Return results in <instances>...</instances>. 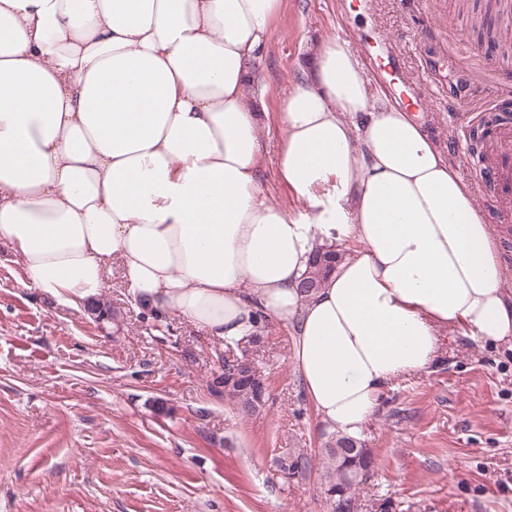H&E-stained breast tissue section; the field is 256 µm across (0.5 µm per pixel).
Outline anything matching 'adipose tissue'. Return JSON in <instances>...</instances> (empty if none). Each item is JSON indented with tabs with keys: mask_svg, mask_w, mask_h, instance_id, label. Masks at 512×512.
<instances>
[{
	"mask_svg": "<svg viewBox=\"0 0 512 512\" xmlns=\"http://www.w3.org/2000/svg\"><path fill=\"white\" fill-rule=\"evenodd\" d=\"M283 3L0 0V241L66 306L116 263L152 314L215 339L284 321L307 399L355 437L440 328L512 345V300L468 185L341 37L282 103L278 176L306 208L265 200L245 92ZM352 237L301 294L315 248Z\"/></svg>",
	"mask_w": 512,
	"mask_h": 512,
	"instance_id": "obj_1",
	"label": "adipose tissue"
}]
</instances>
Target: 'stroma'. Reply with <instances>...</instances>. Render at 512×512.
Here are the masks:
<instances>
[{"label":"stroma","mask_w":512,"mask_h":512,"mask_svg":"<svg viewBox=\"0 0 512 512\" xmlns=\"http://www.w3.org/2000/svg\"><path fill=\"white\" fill-rule=\"evenodd\" d=\"M333 36L377 91L394 92L383 64L398 56L422 95L419 115L499 243L512 297V223L498 222V199L475 176L492 138L486 121L464 128L458 114L512 96V0H285L258 67L271 127L261 190L292 216L304 204L277 176L281 104ZM100 299L117 323L28 286L0 243V512H329L330 431L303 394L289 326L265 321L253 358L269 401L242 417L216 382L237 347L151 315L119 270ZM439 342L436 365L393 383L364 426L376 467L357 490L359 512H512V349L452 328ZM291 451L312 468L287 480L277 462Z\"/></svg>","instance_id":"obj_1"}]
</instances>
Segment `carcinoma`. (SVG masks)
I'll use <instances>...</instances> for the list:
<instances>
[{
  "label": "carcinoma",
  "mask_w": 512,
  "mask_h": 512,
  "mask_svg": "<svg viewBox=\"0 0 512 512\" xmlns=\"http://www.w3.org/2000/svg\"><path fill=\"white\" fill-rule=\"evenodd\" d=\"M340 259L341 253L334 248L315 250L300 284L302 292L309 296L320 288ZM263 341L262 327L258 326L252 334L238 341L242 349L236 363L224 366V398L233 402L240 415L259 412L268 401L266 388L253 379L252 370L246 365L247 352ZM326 459L327 481L322 493L330 512H354L356 490L375 468L371 449L364 447L360 439L337 432L332 434ZM310 469V459L305 454L290 453L280 461V471L286 478L303 477Z\"/></svg>",
  "instance_id": "cac0c4a2"
}]
</instances>
